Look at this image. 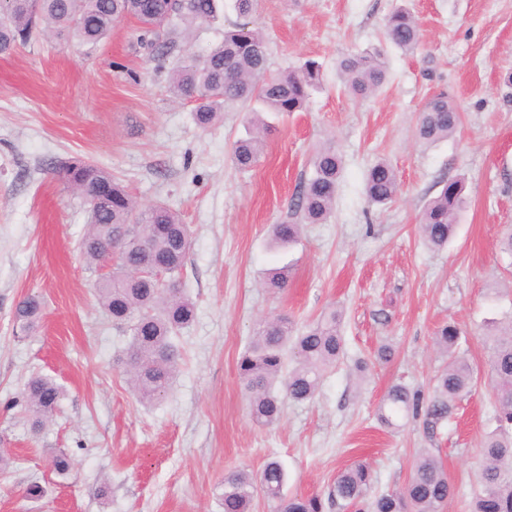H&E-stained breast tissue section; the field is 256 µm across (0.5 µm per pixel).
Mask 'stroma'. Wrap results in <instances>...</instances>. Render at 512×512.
Listing matches in <instances>:
<instances>
[{"label": "stroma", "instance_id": "1", "mask_svg": "<svg viewBox=\"0 0 512 512\" xmlns=\"http://www.w3.org/2000/svg\"><path fill=\"white\" fill-rule=\"evenodd\" d=\"M401 3L418 20L420 52L388 48L381 90L344 92L338 60L383 44L384 20ZM250 22L267 35L270 73L313 59L324 87L278 120L247 173L231 161L244 133L240 107L200 129L192 103L168 90L178 54L141 47L134 20L115 23L87 56L52 39L0 57V449L12 460L0 472V512H222L225 473L258 472L271 457L287 471L285 495L326 496L355 461L370 466L378 494L402 487L423 450L442 459L457 488L444 512H468L492 416L481 326L512 316V256L498 245L512 225V0H258ZM438 93L458 106L462 125L423 143L418 114ZM331 138L344 164L330 217L305 225L297 244L271 247V225L286 221L315 147ZM71 158L111 171L143 203L166 202L192 231L180 280L197 316L177 340L170 394L150 407L114 363L130 337L92 288L97 271L81 250L87 209L55 171ZM380 159L399 182L384 207L364 194ZM448 179L464 181L467 203L448 247L433 250L418 216ZM282 266L289 286L269 292L263 274ZM29 294L43 316L20 341L13 312ZM332 307L343 313L344 360L313 401L285 402L279 423L254 424L237 363L260 319L275 311L305 325ZM447 320L463 330L476 391L435 435L412 420L381 426L390 385L427 390L443 367L432 336ZM385 342L388 362L376 357ZM34 374L62 390L36 434L9 407ZM59 448L74 461L65 478L48 465ZM34 481L44 494L30 500Z\"/></svg>", "mask_w": 512, "mask_h": 512}]
</instances>
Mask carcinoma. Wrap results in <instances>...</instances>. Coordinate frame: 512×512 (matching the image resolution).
Returning <instances> with one entry per match:
<instances>
[{
  "label": "carcinoma",
  "instance_id": "cac0c4a2",
  "mask_svg": "<svg viewBox=\"0 0 512 512\" xmlns=\"http://www.w3.org/2000/svg\"><path fill=\"white\" fill-rule=\"evenodd\" d=\"M224 11V0H0V54L48 38L74 39L94 51L122 18L136 20L141 45L160 56L175 48L178 34L190 38L193 31L213 24ZM387 39L406 54L420 47L419 25L413 14L399 6L384 22ZM339 71L345 89L355 96L377 92L386 79L387 66L379 49L344 57ZM321 81V66L303 62L286 74L268 73V39L259 27L236 24L221 33L202 55L183 58L169 77V92L194 103L195 123L209 128L224 118V108L244 110L246 136L232 152L236 168L247 170L262 154L273 130L269 114L302 111L310 90ZM461 124L458 108L448 97L432 96L419 114L416 134L425 143L452 136ZM313 174L301 182L290 205L298 224H275L272 240L279 245L296 242L304 224H322L329 218L336 198L343 160L333 144L315 153ZM66 187L82 201L89 213L82 240L85 259L101 268L112 265L94 283L99 304L112 325L129 332L128 346L117 354L116 366L128 376L136 399L152 404L164 398L179 372L180 350L173 337L196 317L194 303L182 292L179 275L191 247L187 225L163 203L140 205L108 170L82 159L59 166ZM369 200L386 205L396 196L397 176L392 165L375 162L365 186ZM464 185L458 179L444 183L421 213L418 231L432 248H442L455 231V219L464 203ZM150 269L165 273V281L145 275ZM288 270L267 272L265 286L281 291L288 286ZM342 315L332 308L314 323L303 326L286 315L258 324L248 348L238 362L247 395V413L262 427L282 417L283 402L276 384L283 382L286 396L294 402L313 399L324 375L346 354L340 325ZM42 319V302L28 295L17 304L13 332L24 337ZM460 329L448 322L435 332L434 343L447 358L434 376L428 393L394 384L386 391L378 420L395 428L409 418L420 422L427 434L435 433L452 418L458 404L475 390L477 371L457 354ZM488 349V374L492 382L494 428L479 451L481 490L470 512H512V320L489 322L484 327ZM61 389L42 376L30 378L9 408H20L31 430L40 432L51 418ZM51 466L58 475H69L71 456L57 451ZM286 473L271 459L252 474L244 469L224 475L220 500L224 512H251L255 495L273 504V512H323L317 496H285ZM374 483L370 467L354 463L339 471L329 497L340 510L354 512H443L455 486L435 456H419L401 490L368 497Z\"/></svg>",
  "mask_w": 512,
  "mask_h": 512
}]
</instances>
